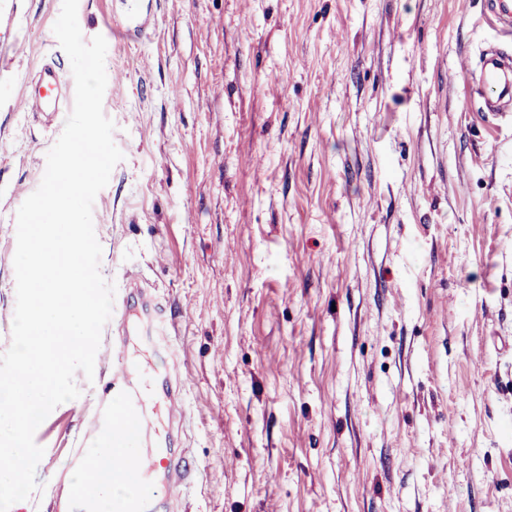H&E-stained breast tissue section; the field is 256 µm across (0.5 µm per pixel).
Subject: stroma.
<instances>
[{"label":"stroma","instance_id":"obj_1","mask_svg":"<svg viewBox=\"0 0 512 512\" xmlns=\"http://www.w3.org/2000/svg\"><path fill=\"white\" fill-rule=\"evenodd\" d=\"M61 6L18 0L0 69V354L14 221L67 118L15 107L44 64L71 70ZM127 8L79 0L84 41ZM141 12L142 35L107 41L124 158L93 226L112 316L93 378L35 433L39 490L10 512H57L73 451L94 447L131 279L161 306L134 342L183 386L171 446L193 476L161 512H512V119L483 120L460 68L506 39L487 0Z\"/></svg>","mask_w":512,"mask_h":512}]
</instances>
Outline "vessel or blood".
I'll return each instance as SVG.
<instances>
[{
    "label": "vessel or blood",
    "instance_id": "vessel-or-blood-1",
    "mask_svg": "<svg viewBox=\"0 0 512 512\" xmlns=\"http://www.w3.org/2000/svg\"><path fill=\"white\" fill-rule=\"evenodd\" d=\"M478 108L488 118L505 116L512 107V52L485 50L478 77ZM72 87L57 63L44 65L27 83L19 103L23 112L54 118L62 112ZM112 374L102 386L104 408L95 428L101 442L93 452L77 450L71 466L80 480L71 503L74 512H98L102 485H111L113 512H157L160 501L176 500L188 471L182 459L142 445L144 420L157 407L151 390L157 374L134 347L118 344Z\"/></svg>",
    "mask_w": 512,
    "mask_h": 512
}]
</instances>
